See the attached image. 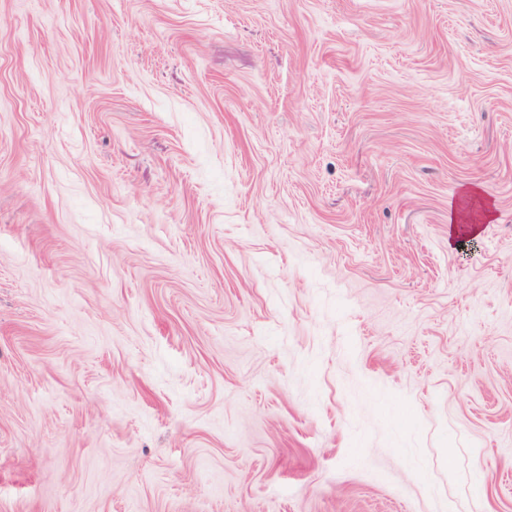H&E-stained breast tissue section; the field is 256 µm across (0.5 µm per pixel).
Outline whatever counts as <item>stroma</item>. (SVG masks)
<instances>
[{
	"mask_svg": "<svg viewBox=\"0 0 512 512\" xmlns=\"http://www.w3.org/2000/svg\"><path fill=\"white\" fill-rule=\"evenodd\" d=\"M0 512H512V0H0Z\"/></svg>",
	"mask_w": 512,
	"mask_h": 512,
	"instance_id": "35a3bbf8",
	"label": "stroma"
}]
</instances>
